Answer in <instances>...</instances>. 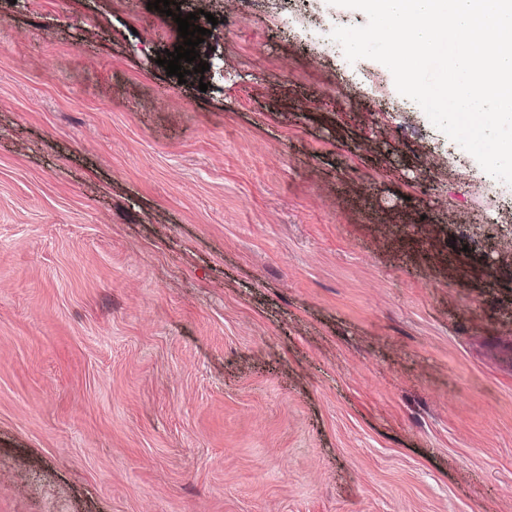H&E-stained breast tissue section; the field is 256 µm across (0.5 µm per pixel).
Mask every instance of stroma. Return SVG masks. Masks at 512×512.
I'll list each match as a JSON object with an SVG mask.
<instances>
[{
    "instance_id": "obj_1",
    "label": "stroma",
    "mask_w": 512,
    "mask_h": 512,
    "mask_svg": "<svg viewBox=\"0 0 512 512\" xmlns=\"http://www.w3.org/2000/svg\"><path fill=\"white\" fill-rule=\"evenodd\" d=\"M0 0V512H512V184L328 0ZM207 91H200V84Z\"/></svg>"
}]
</instances>
